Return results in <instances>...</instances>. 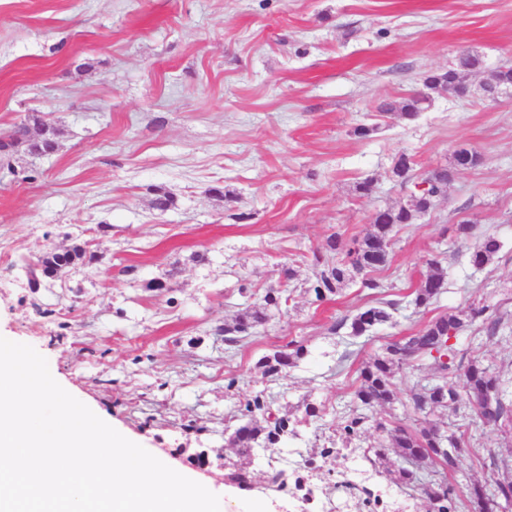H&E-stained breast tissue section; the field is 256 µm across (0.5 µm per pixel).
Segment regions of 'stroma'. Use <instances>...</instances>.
<instances>
[{"mask_svg": "<svg viewBox=\"0 0 512 512\" xmlns=\"http://www.w3.org/2000/svg\"><path fill=\"white\" fill-rule=\"evenodd\" d=\"M465 51L512 62V0H0V140L35 114L58 141L47 156L0 155V336L35 348L67 392L230 512H302L265 482L281 453L255 451L249 487L224 477L238 460L224 421L263 388L262 356L309 350L276 386L282 412L302 416L307 399L324 411L290 442L304 453L335 440L359 368L386 342L480 304L512 315V99L438 92L413 121L380 110ZM462 144L481 165L392 233L376 274L398 304L391 321L332 333L371 295L355 281L315 303L314 250L363 237L373 211L399 202V154L426 175ZM487 233L501 250L478 269L470 253ZM77 245L86 260L43 276L40 256ZM434 262L446 288L419 313L412 292ZM283 286L281 316L226 350L224 324ZM452 344L495 369L512 363V324L491 336L477 321ZM452 422L472 449L449 481L493 487L512 437L467 407Z\"/></svg>", "mask_w": 512, "mask_h": 512, "instance_id": "1", "label": "stroma"}]
</instances>
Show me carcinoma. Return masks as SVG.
Returning a JSON list of instances; mask_svg holds the SVG:
<instances>
[{
	"label": "carcinoma",
	"instance_id": "cac0c4a2",
	"mask_svg": "<svg viewBox=\"0 0 512 512\" xmlns=\"http://www.w3.org/2000/svg\"><path fill=\"white\" fill-rule=\"evenodd\" d=\"M483 67L479 56L471 54L459 58L455 67L429 74L432 89L450 84L464 66ZM430 99L422 91H416L399 101L380 107L382 112H396L401 118L415 120L421 112L428 109ZM27 126L18 127L10 135V143L0 141V150L22 143L27 151L39 145L49 148L57 142V130L48 129L40 143L29 140ZM459 161L440 169L435 175V184L427 189H414L413 168L407 169L408 183H399L400 188L410 189L413 196L402 200L396 206L379 210V216L373 223V230L361 239H354L343 245L337 234L326 238L320 250L314 253V271L310 288L315 301L324 303L339 293L348 283L361 276L362 286L371 290L382 285L370 273L388 261V247L393 227L398 224H412L418 217L431 209L437 198L444 193L446 184L452 181ZM500 243L492 234H486L471 253V260L482 265L489 263L498 254ZM85 258V252L75 249L71 252L55 253L41 259L39 265L44 275L53 274L57 268ZM445 278L442 272L435 270L428 274L414 290L413 303L417 309L426 310L444 292ZM286 288H268L254 307H247L239 313L232 323L224 325V344L231 350L258 335L257 327L268 322L269 312L278 310L288 303ZM398 303L378 299L371 305L358 308L350 319H342L331 328L337 332L346 327L353 337L368 336L378 326L390 321L391 311ZM477 320L482 321L488 335L499 332L505 315L489 311V307H474L465 315L443 314L429 319L408 336L393 339L381 347L370 361L359 370V385L352 393V399L344 404L341 411V424L337 427L341 446L323 447L311 456L303 459V467L316 468L318 459L345 463L349 455L355 452L352 440L369 428H374L376 437L367 447L363 456L371 463L373 473L389 482L409 490H420L428 498L430 512H488V503L484 497V487L471 484L467 492L460 493L456 486L434 469L440 465L444 470L455 468L461 456L469 452L470 442L465 434L443 430L431 417L442 412L455 414L461 403H466L477 417L500 427L504 433H512V369L492 372L479 361L471 360L467 365L459 366L462 371V390L448 385L446 371L451 365L440 361V357L451 349L449 341L457 337L463 328ZM306 355L301 346H286L262 356L256 368L263 378L275 382L297 366ZM429 358L438 363L442 371L443 382L440 387L421 384L418 377L420 361ZM411 382L410 399L415 413L423 415L422 427L414 432L402 429H388L382 422L373 420L371 408L393 402L394 388L398 379ZM278 394L263 389L251 394L240 404L237 413L232 416L236 425L229 437V443L237 449L242 459L249 458L256 448H281L288 439L298 435L297 427L301 422L322 417V410L313 403L305 406L302 419L279 414L273 406ZM267 483L279 491L288 487L300 490L304 476L297 471L289 474L284 469H274L266 475Z\"/></svg>",
	"mask_w": 512,
	"mask_h": 512
}]
</instances>
